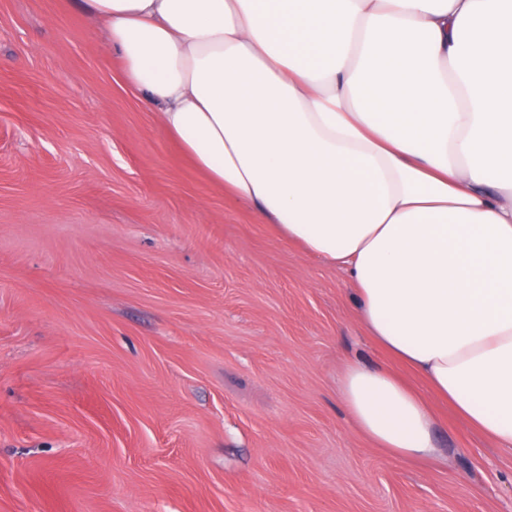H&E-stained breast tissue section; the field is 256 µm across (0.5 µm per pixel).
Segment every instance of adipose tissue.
I'll return each instance as SVG.
<instances>
[{"instance_id": "1", "label": "adipose tissue", "mask_w": 512, "mask_h": 512, "mask_svg": "<svg viewBox=\"0 0 512 512\" xmlns=\"http://www.w3.org/2000/svg\"><path fill=\"white\" fill-rule=\"evenodd\" d=\"M181 152L347 273L386 361L354 430L435 458L434 404L512 450V0H81Z\"/></svg>"}]
</instances>
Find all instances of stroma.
Masks as SVG:
<instances>
[{"instance_id": "1", "label": "stroma", "mask_w": 512, "mask_h": 512, "mask_svg": "<svg viewBox=\"0 0 512 512\" xmlns=\"http://www.w3.org/2000/svg\"><path fill=\"white\" fill-rule=\"evenodd\" d=\"M354 285L180 152L77 0H0V512H512V452L350 427Z\"/></svg>"}]
</instances>
